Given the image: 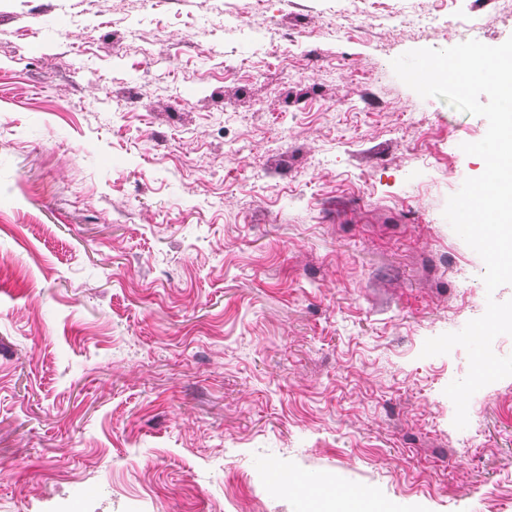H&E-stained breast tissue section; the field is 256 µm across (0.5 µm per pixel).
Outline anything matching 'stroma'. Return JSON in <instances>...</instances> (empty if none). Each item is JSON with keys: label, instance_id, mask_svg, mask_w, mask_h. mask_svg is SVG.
<instances>
[{"label": "stroma", "instance_id": "obj_1", "mask_svg": "<svg viewBox=\"0 0 512 512\" xmlns=\"http://www.w3.org/2000/svg\"><path fill=\"white\" fill-rule=\"evenodd\" d=\"M476 19L479 32L462 28ZM504 0H0V512H512V377L453 425L484 117L391 62Z\"/></svg>", "mask_w": 512, "mask_h": 512}]
</instances>
